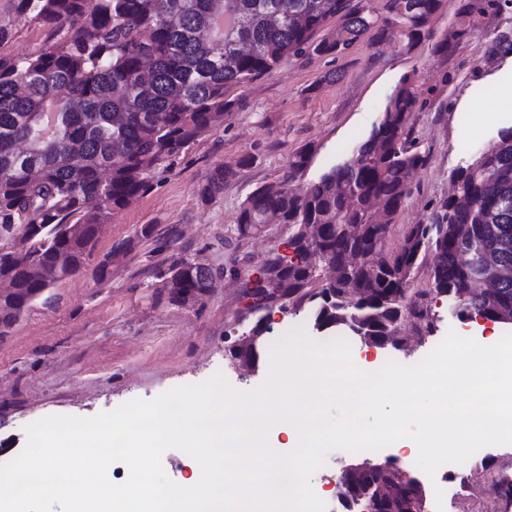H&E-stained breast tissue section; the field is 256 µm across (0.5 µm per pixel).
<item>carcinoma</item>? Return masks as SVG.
<instances>
[{
  "mask_svg": "<svg viewBox=\"0 0 512 512\" xmlns=\"http://www.w3.org/2000/svg\"><path fill=\"white\" fill-rule=\"evenodd\" d=\"M445 0H390L405 47L433 35ZM19 19L49 26L43 47L25 57H0V274L14 290L0 294V323L13 325L44 290L75 275L91 257L96 226L152 188L184 150L208 132L214 116L243 107L228 92L273 71L290 55H339L378 26L352 0H11ZM512 7V0H463L458 23L432 51L444 59L470 32L471 21ZM336 31L316 34L332 19ZM421 107L414 77L403 76L382 117L356 155L312 182L289 187L311 163L306 143L289 158L280 181L254 187L236 217L238 239L257 224L288 230V253L273 248L261 277L241 288L251 297L241 316L263 325L269 304L288 298L324 330L344 331L380 348H401L405 317L433 332L428 306L406 304L426 268L430 288L446 297L458 319L497 321L512 308V277L491 293L481 281L512 269V127L452 174L454 193L431 203L427 222L409 224L389 247L400 210L412 196L410 176L428 162L413 136ZM254 157L215 167L198 186L204 204L235 181ZM384 207L374 217V202ZM320 227L318 247L339 270L322 281L304 244ZM469 262L457 261L460 253ZM356 253L360 260L345 262ZM171 299L193 305L208 293L197 261L178 258L157 271ZM404 468L372 471L362 492L377 512H410L406 497L379 500V487L403 481Z\"/></svg>",
  "mask_w": 512,
  "mask_h": 512,
  "instance_id": "cac0c4a2",
  "label": "carcinoma"
}]
</instances>
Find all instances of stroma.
Instances as JSON below:
<instances>
[{"mask_svg": "<svg viewBox=\"0 0 512 512\" xmlns=\"http://www.w3.org/2000/svg\"><path fill=\"white\" fill-rule=\"evenodd\" d=\"M512 36V12L479 18L468 38L447 58L425 39L406 49L397 28L387 36L369 31L338 56H288L272 72L231 89L242 109L226 114L158 174L149 192L113 213L103 225L95 251L76 275L44 293L0 337V464L26 445L27 425L50 415L92 417L140 399L150 401L176 386L196 385L222 374L238 392L260 387L269 374V346L300 327L314 334L308 311L271 321L259 348L258 370L241 373L225 349L229 330L249 331L254 318H241L240 284L226 278L195 305L172 301L157 268L179 257L216 269L260 264L286 237L273 225L261 236L238 240L236 216L256 185L279 181L290 156L311 143L308 169L292 180L296 192L350 159L381 116L400 79L413 75L427 104L415 112L413 127L429 156L411 178L414 193L393 230L424 222L429 201L447 194L453 171L495 142L512 126V103L501 101L500 76L512 77V57L500 59L495 44ZM254 163L209 204L197 187L220 164L243 155ZM150 235H142L144 227ZM112 258V272L99 279L96 267ZM437 336L465 333L477 341L512 333V324L460 321L442 298L432 304ZM394 449L373 453L327 452L321 474L335 495L342 470L353 463L395 458ZM512 463V445L484 448L476 460L455 466L448 476L449 512H473L476 491L491 482L486 462Z\"/></svg>", "mask_w": 512, "mask_h": 512, "instance_id": "stroma-1", "label": "stroma"}]
</instances>
